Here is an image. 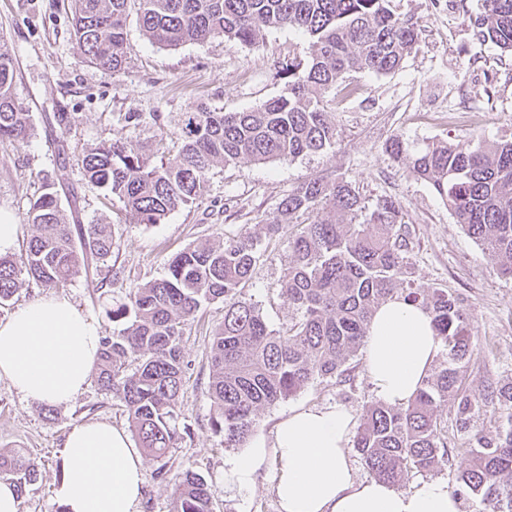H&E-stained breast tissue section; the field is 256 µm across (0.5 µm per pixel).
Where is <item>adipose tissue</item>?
I'll return each instance as SVG.
<instances>
[{
  "label": "adipose tissue",
  "mask_w": 512,
  "mask_h": 512,
  "mask_svg": "<svg viewBox=\"0 0 512 512\" xmlns=\"http://www.w3.org/2000/svg\"><path fill=\"white\" fill-rule=\"evenodd\" d=\"M101 327L67 298H38L0 323V377L25 400L59 406L81 395L95 365ZM441 343L430 317L394 297L376 311L365 341L367 373L381 402L407 404L430 373ZM353 416L341 405L292 410L272 435H252L224 470L228 489L251 487L275 461L272 492L281 512H460L447 482L409 490L361 477L347 447ZM57 489L67 512H139L141 451L107 422L75 426L63 445Z\"/></svg>",
  "instance_id": "1"
}]
</instances>
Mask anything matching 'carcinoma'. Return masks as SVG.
<instances>
[{"label": "carcinoma", "instance_id": "1", "mask_svg": "<svg viewBox=\"0 0 512 512\" xmlns=\"http://www.w3.org/2000/svg\"><path fill=\"white\" fill-rule=\"evenodd\" d=\"M69 7L84 61L112 73L128 59L125 25L133 7L143 34L164 47L217 35L256 45L271 27L297 29L310 39L307 59L281 63L288 74L282 94L248 111L201 107L183 113L177 150L162 139L151 149L111 141L83 154L87 182L104 198L122 202L136 224H158L193 203L218 163L292 161L334 145L328 92L340 87L351 93L341 85L351 72L398 69L416 47L420 27L397 14L392 0H69ZM471 39L512 51V0H483ZM15 72L13 57L0 50V138L20 143L33 127L13 93ZM388 150L432 185L456 222L496 258L499 273L512 277V140L489 149L463 139L411 150L396 136ZM401 211L390 198L368 207L343 177L310 181L280 201L266 229L273 238L283 218L292 224L281 294L296 316L283 331L269 329L244 293L260 258L259 239L249 233L187 248L165 277L131 289L127 301L112 309V321L126 326L102 337L97 384L123 403L140 447L156 459L177 447L183 337L194 313L219 300L224 322L212 336L208 394L210 425L226 449L254 434L260 410L316 378L343 375V366L364 346L375 311L395 296L431 317L445 356L406 406L374 401L364 407L354 447L369 473L401 485L411 472L440 468L449 455L436 411L447 399L456 404L461 431L470 430L491 404L512 418V383L489 395L465 386L472 319L455 296L445 288L399 287L408 249ZM28 218L36 234L24 252L0 256V308L32 280L63 288L89 264L112 257L108 225L81 223L75 205L65 213L51 183L30 202ZM468 455L453 494L479 499L482 512L512 508V427L474 434ZM40 477L26 452L0 450V480L12 483L18 496ZM215 494L188 469L175 481L174 512H212Z\"/></svg>", "mask_w": 512, "mask_h": 512}]
</instances>
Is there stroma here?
Instances as JSON below:
<instances>
[{
  "label": "stroma",
  "mask_w": 512,
  "mask_h": 512,
  "mask_svg": "<svg viewBox=\"0 0 512 512\" xmlns=\"http://www.w3.org/2000/svg\"><path fill=\"white\" fill-rule=\"evenodd\" d=\"M393 7L418 19V44L393 73L347 74L355 94L336 95L328 105L337 129L334 146L290 162L217 165L194 203L174 209L161 223L136 224L121 202L106 200L102 189L84 180L82 154L111 140L146 145L163 134L176 142L182 113L202 106L227 112L260 106L282 93L278 64L306 58L308 38L282 27L267 29L255 46L216 37L167 49L149 41L131 17L128 62L112 74L83 62L67 0H0V49L15 60L13 93L33 124L26 142L0 140V211L11 213L18 226L14 253H21L36 233L28 208L44 181H53L62 192L75 191L81 222L109 225L114 247L108 266L89 268L61 294L110 332L120 328L110 318L112 309L125 301L130 288L163 278L175 254L249 232L263 243L244 292L259 302L269 329L279 331L296 314L281 295L290 255L283 237L265 240L263 222L300 185L343 176L368 203L390 197L401 204L409 242L404 281L448 289L470 313L476 340L467 387L485 393L512 383V279L498 274L495 258L457 224L433 187L395 163L387 150L396 136L412 147L472 133L484 146L512 139V55L491 43L474 52L470 19L479 12L480 0H394ZM58 112L76 114V123L58 125ZM123 112H162L170 122L163 131L148 121L129 125L118 119ZM223 320L220 301L203 306L190 320L179 397L186 430L165 460L144 457L141 512H172L175 477L188 468L214 486L213 512H279L272 493L274 464L266 465L251 488L222 487L224 468L236 452L224 447L210 425L208 382L211 337ZM346 369L345 380L315 379L261 410L257 432L271 434L297 407L341 404L361 417L375 399L364 352H357ZM437 414L451 457L435 476L453 488L468 459L469 436L457 429L452 402H442ZM94 421L130 426L123 404L97 382L49 414L0 378V449H25L42 473L21 499L20 512H63L56 491L64 440L75 425ZM161 467L167 468L166 477H158Z\"/></svg>",
  "instance_id": "obj_1"
}]
</instances>
